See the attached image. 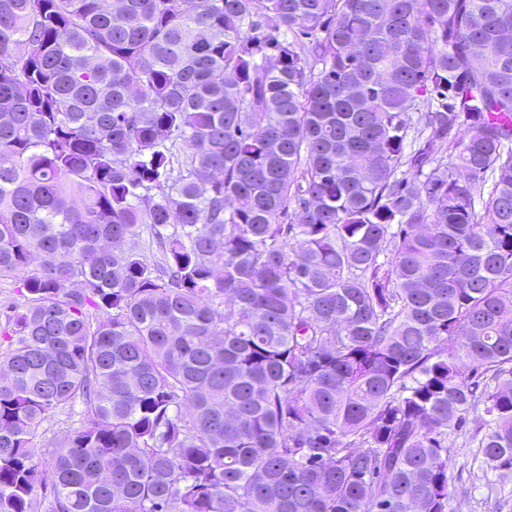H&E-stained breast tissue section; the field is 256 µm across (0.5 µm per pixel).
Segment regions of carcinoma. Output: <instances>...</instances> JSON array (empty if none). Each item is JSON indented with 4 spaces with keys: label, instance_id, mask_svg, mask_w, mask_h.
<instances>
[{
    "label": "carcinoma",
    "instance_id": "1",
    "mask_svg": "<svg viewBox=\"0 0 512 512\" xmlns=\"http://www.w3.org/2000/svg\"><path fill=\"white\" fill-rule=\"evenodd\" d=\"M9 279L0 512H449L450 436L512 471V0H0Z\"/></svg>",
    "mask_w": 512,
    "mask_h": 512
}]
</instances>
